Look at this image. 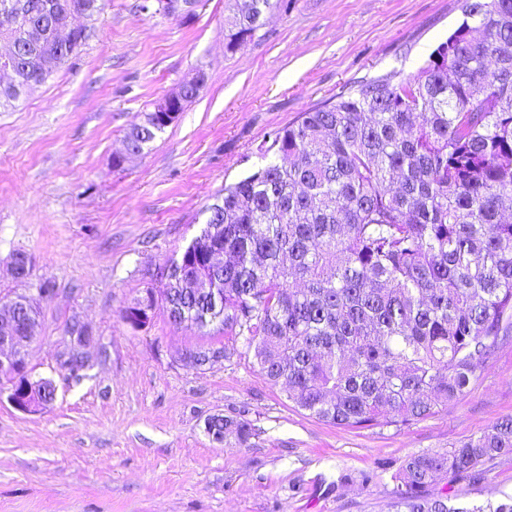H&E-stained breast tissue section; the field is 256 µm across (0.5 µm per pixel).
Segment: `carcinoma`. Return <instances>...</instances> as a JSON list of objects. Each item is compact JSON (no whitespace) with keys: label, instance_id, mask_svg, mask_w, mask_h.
I'll use <instances>...</instances> for the list:
<instances>
[{"label":"carcinoma","instance_id":"1","mask_svg":"<svg viewBox=\"0 0 512 512\" xmlns=\"http://www.w3.org/2000/svg\"><path fill=\"white\" fill-rule=\"evenodd\" d=\"M272 0H242L228 48L252 35ZM103 10L99 0H0V35L29 21L36 49L59 50L57 29ZM463 19L415 74L354 83L273 130L265 164L224 187L191 243L183 274L159 289L180 323L218 324L253 352L288 401L347 428H401L465 397L512 333V0H464ZM85 26L61 57H75ZM51 72L32 65L22 83ZM26 93L0 85V109ZM167 128L156 110L126 141L139 150ZM224 283L218 303L197 294ZM247 443L250 422L224 417ZM512 454V417L453 447L410 457L394 474L391 512H512V493L448 504L428 493L441 476L479 477Z\"/></svg>","mask_w":512,"mask_h":512}]
</instances>
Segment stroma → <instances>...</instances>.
<instances>
[{"label": "stroma", "instance_id": "obj_1", "mask_svg": "<svg viewBox=\"0 0 512 512\" xmlns=\"http://www.w3.org/2000/svg\"><path fill=\"white\" fill-rule=\"evenodd\" d=\"M141 2L104 0L78 55L0 111V309L36 301L26 370L56 387L35 414L0 400V512H390L408 457L512 416V337L461 400L402 429L351 430L295 407L246 349L187 366V352L224 345L219 327L176 325L160 307L135 329L122 312L161 288L223 187L263 165L271 131L358 80L416 73L463 0H288L231 50L236 0H202L188 21ZM198 69L197 97L127 155L128 129ZM19 252L26 279L10 271ZM75 325L89 336L76 375ZM217 414L249 420V444L215 441ZM429 491L497 499L512 456Z\"/></svg>", "mask_w": 512, "mask_h": 512}]
</instances>
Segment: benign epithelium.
Instances as JSON below:
<instances>
[{"label": "benign epithelium", "instance_id": "obj_1", "mask_svg": "<svg viewBox=\"0 0 512 512\" xmlns=\"http://www.w3.org/2000/svg\"><path fill=\"white\" fill-rule=\"evenodd\" d=\"M1 40L8 43L9 49L0 53V73L10 75L15 81L17 61L25 54L20 46L19 37ZM202 72H197L186 80L181 87L161 99L160 110L166 112L163 120L171 125L175 122L178 112L177 103L187 88L200 80ZM158 300L151 293L137 299L132 304V312L139 318L154 311ZM38 309L33 299L27 296L18 297L7 310L0 311V375L12 378L8 387V401L19 411L35 413L43 408L44 400L54 396L52 383L45 379L34 380L28 376L25 365V352L33 341V326L37 321ZM224 357V348H208L194 350L185 356L186 364L201 367L210 361Z\"/></svg>", "mask_w": 512, "mask_h": 512}]
</instances>
